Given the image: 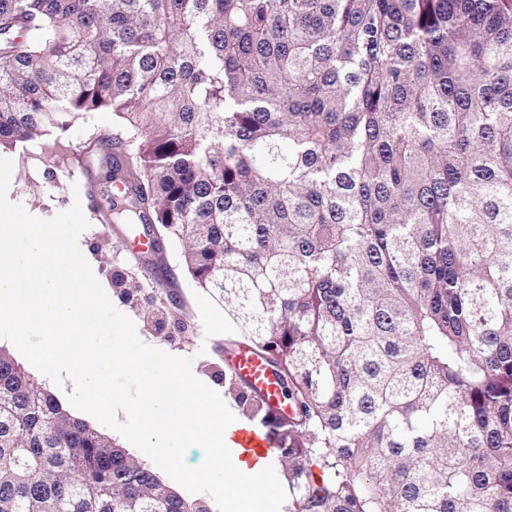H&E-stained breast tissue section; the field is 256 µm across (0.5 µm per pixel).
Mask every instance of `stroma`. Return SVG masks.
<instances>
[{"mask_svg": "<svg viewBox=\"0 0 512 512\" xmlns=\"http://www.w3.org/2000/svg\"><path fill=\"white\" fill-rule=\"evenodd\" d=\"M111 111L100 110L13 147L0 146V158L13 163L12 198L34 217L49 220L70 209L73 186L54 164L57 157L76 150L85 153L89 172L98 183L104 210L112 208L108 171L123 162V154H109L90 146L92 137L111 133ZM78 246L114 307L134 323L139 339L169 354L192 360L194 376L216 391L224 389L229 354L225 341L233 328L220 305L198 288L183 264L184 245L170 240L159 250L154 265H145L125 245V227L104 230L94 215ZM171 276L168 287H157L156 269Z\"/></svg>", "mask_w": 512, "mask_h": 512, "instance_id": "stroma-1", "label": "stroma"}]
</instances>
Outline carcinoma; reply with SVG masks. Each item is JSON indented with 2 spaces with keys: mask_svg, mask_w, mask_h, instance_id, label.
<instances>
[{
  "mask_svg": "<svg viewBox=\"0 0 512 512\" xmlns=\"http://www.w3.org/2000/svg\"><path fill=\"white\" fill-rule=\"evenodd\" d=\"M109 109L276 371L291 512H512V0H0V145ZM0 512H207L0 364Z\"/></svg>",
  "mask_w": 512,
  "mask_h": 512,
  "instance_id": "1",
  "label": "carcinoma"
}]
</instances>
